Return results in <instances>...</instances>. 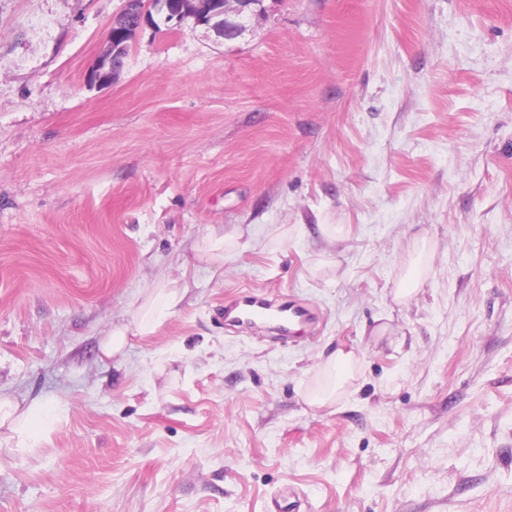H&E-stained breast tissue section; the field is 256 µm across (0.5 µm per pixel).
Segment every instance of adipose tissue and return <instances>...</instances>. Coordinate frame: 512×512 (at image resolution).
Wrapping results in <instances>:
<instances>
[{
  "label": "adipose tissue",
  "instance_id": "1",
  "mask_svg": "<svg viewBox=\"0 0 512 512\" xmlns=\"http://www.w3.org/2000/svg\"><path fill=\"white\" fill-rule=\"evenodd\" d=\"M183 297L182 288L163 283L145 293L137 310L128 323L116 326L103 344L105 355L121 353L128 344L129 336L153 335L173 313ZM355 362L353 352L336 349L325 363L328 383L324 389L310 394L308 401L314 406H324L342 390L351 379V367ZM57 420L55 409L30 405L19 409L9 398L0 397V428H7L9 438L16 448L39 447L45 433Z\"/></svg>",
  "mask_w": 512,
  "mask_h": 512
}]
</instances>
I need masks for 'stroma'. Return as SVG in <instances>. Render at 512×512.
<instances>
[{"label":"stroma","instance_id":"stroma-1","mask_svg":"<svg viewBox=\"0 0 512 512\" xmlns=\"http://www.w3.org/2000/svg\"><path fill=\"white\" fill-rule=\"evenodd\" d=\"M264 5L90 86L124 0H0V394L58 412L0 447V512H512V0ZM162 282L176 312L105 357ZM249 290L316 322L225 327ZM224 245L225 250L230 247L234 248L237 243L231 237H224L223 235L210 234L207 237V244L203 248H197L195 259L199 263H211L216 260H224ZM425 251L426 243H422L417 255L414 256L404 274L400 278L399 284L393 291L394 299L398 302L406 301L411 298L420 288L425 269ZM355 355L352 351L342 348L336 349L325 363V372L328 384L319 392L308 396V402L313 406H325L335 394L342 390L351 379V367L355 363Z\"/></svg>","mask_w":512,"mask_h":512}]
</instances>
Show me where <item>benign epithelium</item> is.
<instances>
[{
	"label": "benign epithelium",
	"instance_id": "obj_1",
	"mask_svg": "<svg viewBox=\"0 0 512 512\" xmlns=\"http://www.w3.org/2000/svg\"><path fill=\"white\" fill-rule=\"evenodd\" d=\"M264 0H126L121 13L112 21L115 31L129 30L137 33L145 26L158 29L166 27L178 30L189 18L195 23L208 25L218 30L227 41L241 36L252 19L262 13ZM125 46L114 47L109 42L108 50L98 55L88 73L90 85L102 81L103 69L112 74L121 71L117 65L118 53Z\"/></svg>",
	"mask_w": 512,
	"mask_h": 512
}]
</instances>
